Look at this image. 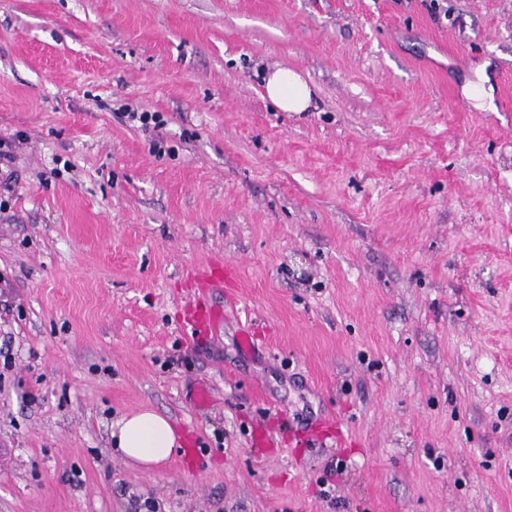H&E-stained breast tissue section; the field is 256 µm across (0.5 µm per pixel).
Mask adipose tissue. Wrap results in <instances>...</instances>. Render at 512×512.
I'll list each match as a JSON object with an SVG mask.
<instances>
[{
  "label": "adipose tissue",
  "instance_id": "ef3b65f1",
  "mask_svg": "<svg viewBox=\"0 0 512 512\" xmlns=\"http://www.w3.org/2000/svg\"><path fill=\"white\" fill-rule=\"evenodd\" d=\"M264 82L269 99L282 111L304 112L310 108L314 90L296 72L279 68L266 74ZM112 437L127 460L145 467L167 461L181 443L172 421L152 410L117 420Z\"/></svg>",
  "mask_w": 512,
  "mask_h": 512
}]
</instances>
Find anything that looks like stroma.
Instances as JSON below:
<instances>
[{"mask_svg": "<svg viewBox=\"0 0 512 512\" xmlns=\"http://www.w3.org/2000/svg\"><path fill=\"white\" fill-rule=\"evenodd\" d=\"M0 153V512H512V0H0ZM269 99L284 112H306L314 89L296 72L278 68L263 78ZM487 79L482 73L476 74L475 82H468L464 87V93L471 99L475 106L480 109H491L492 98L485 86ZM112 426L115 440L123 456L145 467L168 460L181 444V435L172 421L152 410H141L124 416Z\"/></svg>", "mask_w": 512, "mask_h": 512, "instance_id": "1", "label": "stroma"}]
</instances>
